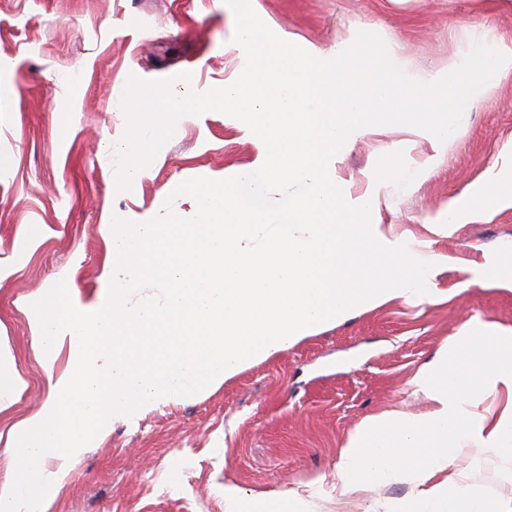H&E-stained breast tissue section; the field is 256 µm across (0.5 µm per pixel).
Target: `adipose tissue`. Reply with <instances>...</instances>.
Returning a JSON list of instances; mask_svg holds the SVG:
<instances>
[{"label": "adipose tissue", "instance_id": "adipose-tissue-1", "mask_svg": "<svg viewBox=\"0 0 512 512\" xmlns=\"http://www.w3.org/2000/svg\"><path fill=\"white\" fill-rule=\"evenodd\" d=\"M414 383L430 409L418 416L391 411L369 419L342 450L344 473L362 468L381 481L406 468L426 485L418 512H485L464 484L447 477L454 453L448 438L475 440L474 458L489 448L512 452V407L495 415L466 409L474 397L502 389L512 393V334L486 325L479 335L458 337L420 367Z\"/></svg>", "mask_w": 512, "mask_h": 512}]
</instances>
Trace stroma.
<instances>
[{"mask_svg":"<svg viewBox=\"0 0 512 512\" xmlns=\"http://www.w3.org/2000/svg\"><path fill=\"white\" fill-rule=\"evenodd\" d=\"M280 38L329 60L361 31L380 35L406 76L462 61L478 44H512V0H251ZM225 0H0V484L15 473L11 430L34 418L63 375L61 343L44 369L34 302L56 282L81 311L106 303L113 218L137 223L193 211L182 182L258 170L264 143L246 124L209 111L182 118L173 137L118 190L116 156L127 127L129 72L174 78L184 94L234 82L245 54ZM350 205L371 204L380 235L412 257L435 255L430 301L396 298L358 308L272 354L247 362L193 397L112 420L67 463L47 512H235L225 487L259 512L288 495L294 512H414L420 488L403 475L341 492V451L373 415L423 411L411 380L466 329L512 331V288L485 286L512 267V206L464 224L448 221L482 189L512 185V70L477 97L456 136L412 125L369 126L328 165ZM490 512L512 506V458L457 454Z\"/></svg>","mask_w":512,"mask_h":512,"instance_id":"1","label":"stroma"}]
</instances>
